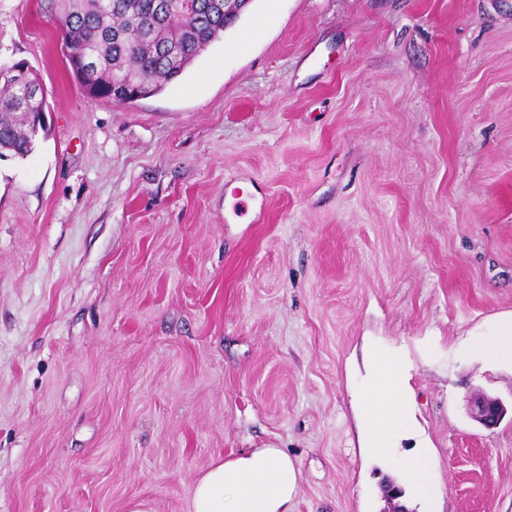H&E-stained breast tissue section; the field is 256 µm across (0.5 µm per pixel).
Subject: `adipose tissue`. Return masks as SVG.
Listing matches in <instances>:
<instances>
[{"label":"adipose tissue","instance_id":"adipose-tissue-1","mask_svg":"<svg viewBox=\"0 0 512 512\" xmlns=\"http://www.w3.org/2000/svg\"><path fill=\"white\" fill-rule=\"evenodd\" d=\"M372 381L362 398L360 423L369 453L384 463L407 496L428 498L430 451L408 456L395 448L414 426L407 368L390 352L370 350ZM300 471L279 448H256L215 462L194 481L189 512H293Z\"/></svg>","mask_w":512,"mask_h":512}]
</instances>
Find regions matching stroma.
<instances>
[{"label": "stroma", "mask_w": 512, "mask_h": 512, "mask_svg": "<svg viewBox=\"0 0 512 512\" xmlns=\"http://www.w3.org/2000/svg\"><path fill=\"white\" fill-rule=\"evenodd\" d=\"M265 27L240 52L257 21ZM46 92L0 159V512H188L213 461L280 448L295 512H385L357 409L376 343L411 367L413 512H512V0H252L177 80L88 97L45 0L0 61ZM490 336V340L474 342L471 349L488 362L500 361L503 354L512 352V312L493 317ZM469 416L484 429L496 428L507 414V408L498 398L487 394H475L468 404Z\"/></svg>", "instance_id": "1"}]
</instances>
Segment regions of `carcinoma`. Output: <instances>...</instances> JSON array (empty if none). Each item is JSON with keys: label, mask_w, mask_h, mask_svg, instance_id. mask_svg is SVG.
Segmentation results:
<instances>
[{"label": "carcinoma", "mask_w": 512, "mask_h": 512, "mask_svg": "<svg viewBox=\"0 0 512 512\" xmlns=\"http://www.w3.org/2000/svg\"><path fill=\"white\" fill-rule=\"evenodd\" d=\"M64 21L68 62L92 99L115 101L116 84L133 95L160 92L181 76L235 22L232 0H191L187 12L155 14L159 0H50ZM45 99H28L14 81L0 78V159L33 152L43 126L35 112Z\"/></svg>", "instance_id": "carcinoma-1"}]
</instances>
